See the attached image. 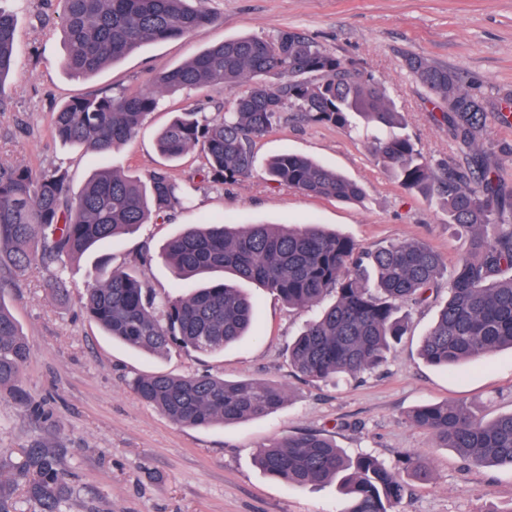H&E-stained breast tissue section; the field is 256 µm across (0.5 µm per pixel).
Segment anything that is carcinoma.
<instances>
[{
	"mask_svg": "<svg viewBox=\"0 0 512 512\" xmlns=\"http://www.w3.org/2000/svg\"><path fill=\"white\" fill-rule=\"evenodd\" d=\"M65 53L62 66L89 77L143 47L184 37L216 21L206 0H60ZM16 21L0 7V104L16 69ZM415 82L437 103L436 121L452 137L473 142L483 122V102L463 89L459 74L421 58L408 60ZM246 83L231 108L215 116L177 115L158 134V152L173 162L199 149L205 176L236 181L254 169V140L290 107L308 122L371 133L378 162L409 191L436 201L448 223L471 230L470 248L455 263L448 295L423 337L420 355L446 370L512 348V193L497 183L488 157L472 156L467 167L448 171L423 158L404 133L405 118L373 76L326 52L317 42L283 30L269 38L241 36L210 46L158 75L148 89L92 94L66 101L52 113L54 138L91 155L115 152L135 137L146 116L168 93L215 85L232 93ZM269 179L304 194L355 203L364 198L356 181L313 159L283 154L265 169ZM189 190L166 167L145 176L100 170L73 195L68 172L0 164V391L26 401L20 387L29 345L3 291L34 265L46 268L82 256L150 221L170 219L187 208ZM162 255L176 278L186 281L230 272L277 294L290 307L335 301L308 322L288 349L290 366L323 381L356 377L380 367L408 329L405 304L441 292L445 261L423 241H403L373 250L314 223L232 224L222 217L186 224ZM87 315L112 340L146 355L176 345L218 355L249 335L255 304L240 289L205 282L157 302L141 278L113 270L87 289ZM136 397L173 424L209 427L261 419L286 399L281 385L227 381L213 374L140 375ZM437 448L489 467L512 468V411L485 419L461 404H427L409 414ZM263 474L286 485L336 482L347 504L341 512H392L405 493L399 476L371 454L349 456L320 433L304 432L259 450ZM26 486L39 512H60L68 494L59 453L31 445L9 468L0 460V512H9L15 486Z\"/></svg>",
	"mask_w": 512,
	"mask_h": 512,
	"instance_id": "1",
	"label": "carcinoma"
}]
</instances>
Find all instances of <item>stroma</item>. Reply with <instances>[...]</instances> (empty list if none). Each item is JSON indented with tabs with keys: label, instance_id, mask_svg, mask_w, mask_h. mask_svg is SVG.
<instances>
[{
	"label": "stroma",
	"instance_id": "stroma-1",
	"mask_svg": "<svg viewBox=\"0 0 512 512\" xmlns=\"http://www.w3.org/2000/svg\"><path fill=\"white\" fill-rule=\"evenodd\" d=\"M0 4L17 15V68L0 107V164L67 169L75 191L100 168L145 175L161 162L158 132L179 112L214 115L230 99L223 88L166 96L130 144L102 156L54 139V109L87 94L147 89L154 76L206 47L245 35L270 37L288 27L372 74L404 112L406 131L425 158L444 159L456 169L483 147L497 178L512 190V115L499 113L501 97L512 92V0H208L218 15L214 23L149 44L91 77L72 76L60 65L65 47L57 0ZM409 56L455 70L464 87L483 100L485 127L475 145L454 140L447 126L435 121L432 103L406 67ZM284 153L312 157L352 178L363 187L364 201L311 197L272 183L265 164ZM254 156L250 176L217 183L204 178L200 150L190 151L171 166L175 180L193 187L191 204L174 219L141 225L66 261L65 298L51 293L50 273L40 267L6 293L30 346L20 378L29 401L0 393V455L20 461L23 450L37 442L57 449L70 486L62 512H341L336 484L288 486L254 463L255 453L272 441L319 432L349 454L378 457L406 479L409 493L393 512H507L512 468L469 463L454 449L435 447L426 432L407 422L414 408L447 401L489 419L512 411L511 349L448 371L421 358V340L437 304L412 309L407 334L382 368L338 383L305 379L288 364L289 344L317 316V308H289L250 282L243 288L256 302L252 333L218 356L180 349L159 357L139 355L112 342L82 311L101 259L128 270L144 249L151 261L136 268L157 298L178 295L162 245L183 225L220 214L235 224L312 221L366 249L424 240L451 264L469 246L467 231L450 224L437 204L405 190L355 133L301 120L288 109L256 141ZM157 372L275 382L285 387L287 399L259 420L180 427L130 390L136 375ZM409 453L427 462L430 481L411 478Z\"/></svg>",
	"mask_w": 512,
	"mask_h": 512
}]
</instances>
